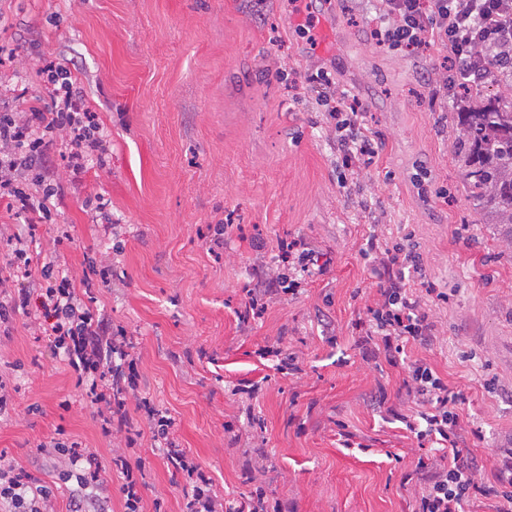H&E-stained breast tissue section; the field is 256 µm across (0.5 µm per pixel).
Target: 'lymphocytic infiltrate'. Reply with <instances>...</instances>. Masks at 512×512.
I'll return each mask as SVG.
<instances>
[{"label": "lymphocytic infiltrate", "instance_id": "f902f5d3", "mask_svg": "<svg viewBox=\"0 0 512 512\" xmlns=\"http://www.w3.org/2000/svg\"><path fill=\"white\" fill-rule=\"evenodd\" d=\"M378 17L371 31L374 42L405 54L419 56L433 47L448 51L450 65L442 76L424 74L440 104L453 101L462 85L483 82L489 77L486 54H494L500 69L512 71V0H378ZM51 105L42 109L0 112V203L7 211L30 215L32 220L51 216V200L61 188L46 170L50 155L61 151L73 174H82L102 161L104 127L96 113L85 105V95L71 79L70 71L46 64ZM317 103L336 123V162L356 173L379 158L383 143L365 120L364 108L328 76L318 77ZM31 229L0 230L8 246L7 262L0 269V325L11 323L16 314H34L41 335L52 343L77 374L76 385L97 409L104 435L113 426L129 423L124 391L126 367L133 361L125 337L113 335L110 327L96 319L90 309L95 286H108V278L94 280L90 270L80 277L54 271L46 265L41 276L48 284L39 297L23 289L32 276ZM367 248L374 256L375 273L381 281L367 307L363 336L358 345L365 358L393 360L404 343L430 342L434 327L428 320L422 297L411 289L408 269L417 268L419 257L402 245H388L370 236ZM312 253L303 241L280 243L278 268L270 279L285 286L287 293L300 288L299 274L309 271ZM408 400L420 405L418 419L406 420L407 429L418 443L440 447L439 462L431 477L414 496L412 512H468L479 489L480 467L461 454L459 446L471 434L464 413L466 396L433 373L424 362L409 366L402 382ZM138 407L146 414L158 449L181 471L193 493L185 512H222L223 505L212 494L211 480L201 466L175 442L168 440L172 420L147 398ZM53 453L66 456L64 481L77 488L95 487L99 464L95 454L77 445L54 443ZM51 497L49 487L0 457V505L8 512H42Z\"/></svg>", "mask_w": 512, "mask_h": 512}]
</instances>
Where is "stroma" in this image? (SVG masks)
<instances>
[{
	"instance_id": "stroma-1",
	"label": "stroma",
	"mask_w": 512,
	"mask_h": 512,
	"mask_svg": "<svg viewBox=\"0 0 512 512\" xmlns=\"http://www.w3.org/2000/svg\"><path fill=\"white\" fill-rule=\"evenodd\" d=\"M375 0H0V43L18 73L0 107L49 105L41 62L68 68L106 132L104 168L62 187L37 224L38 263L81 270L111 257L95 315L123 332L137 357L140 396L173 421L170 435L202 466L225 508L255 488L283 512H410L411 494L438 457L399 420L416 407L402 380L412 362L462 389L479 428L461 450L483 463L512 448V229L491 224L466 197L452 152V113L432 101L420 58L376 46ZM332 73L384 140L377 166L341 177L336 132L316 104L311 74ZM232 221L223 246L215 225ZM68 225L71 246L55 243ZM410 241L435 336L408 343L394 363L356 345L380 285L365 239ZM301 239L327 270L298 295L268 284L278 244ZM262 315L242 313L249 293ZM262 348L296 353L280 373ZM0 453L72 512L64 463L47 448L97 454L100 482L85 512H124L112 466L123 437L106 438L67 360L17 315L0 332ZM145 508L183 512L191 488L144 434Z\"/></svg>"
}]
</instances>
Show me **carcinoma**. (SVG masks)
I'll list each match as a JSON object with an SVG mask.
<instances>
[{
  "label": "carcinoma",
  "instance_id": "obj_1",
  "mask_svg": "<svg viewBox=\"0 0 512 512\" xmlns=\"http://www.w3.org/2000/svg\"><path fill=\"white\" fill-rule=\"evenodd\" d=\"M453 115V153L471 203L512 229V97L487 98L484 86L464 85Z\"/></svg>",
  "mask_w": 512,
  "mask_h": 512
}]
</instances>
